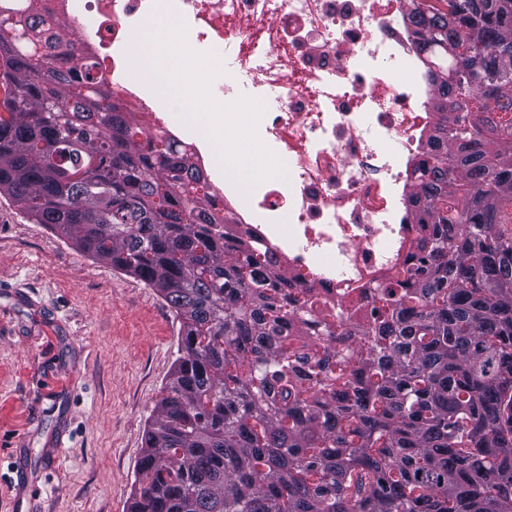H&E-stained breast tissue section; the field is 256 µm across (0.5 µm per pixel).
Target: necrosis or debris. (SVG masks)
<instances>
[{
	"label": "necrosis or debris",
	"mask_w": 512,
	"mask_h": 512,
	"mask_svg": "<svg viewBox=\"0 0 512 512\" xmlns=\"http://www.w3.org/2000/svg\"><path fill=\"white\" fill-rule=\"evenodd\" d=\"M197 45L233 62L212 84L215 99L263 100L258 132L284 161L287 181H266L252 200L208 181L207 201L269 252L288 278L291 307L318 301L344 318L371 310L374 286L402 274L419 227L409 170L425 156L436 120L434 89L410 41L407 0H168ZM51 24L97 21L71 62L94 63L113 97L136 100L137 120L164 129L143 73L130 69L131 35L155 0H14Z\"/></svg>",
	"instance_id": "obj_1"
}]
</instances>
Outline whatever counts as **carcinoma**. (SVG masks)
<instances>
[{
  "label": "carcinoma",
  "mask_w": 512,
  "mask_h": 512,
  "mask_svg": "<svg viewBox=\"0 0 512 512\" xmlns=\"http://www.w3.org/2000/svg\"><path fill=\"white\" fill-rule=\"evenodd\" d=\"M421 0L439 122L413 169L425 256L380 290L378 313L288 314L268 253H244L203 207L187 151L148 134L56 67L31 16L0 7V195L100 264L156 289L178 357L144 434L129 512H512V81L455 87L448 68L512 72L511 8ZM360 339L356 358L337 346Z\"/></svg>",
  "instance_id": "cac0c4a2"
}]
</instances>
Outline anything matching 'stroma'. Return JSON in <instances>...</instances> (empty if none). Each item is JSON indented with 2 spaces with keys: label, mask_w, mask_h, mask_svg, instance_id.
<instances>
[{
  "label": "stroma",
  "mask_w": 512,
  "mask_h": 512,
  "mask_svg": "<svg viewBox=\"0 0 512 512\" xmlns=\"http://www.w3.org/2000/svg\"><path fill=\"white\" fill-rule=\"evenodd\" d=\"M179 328L0 196V512H128Z\"/></svg>",
  "instance_id": "obj_1"
}]
</instances>
